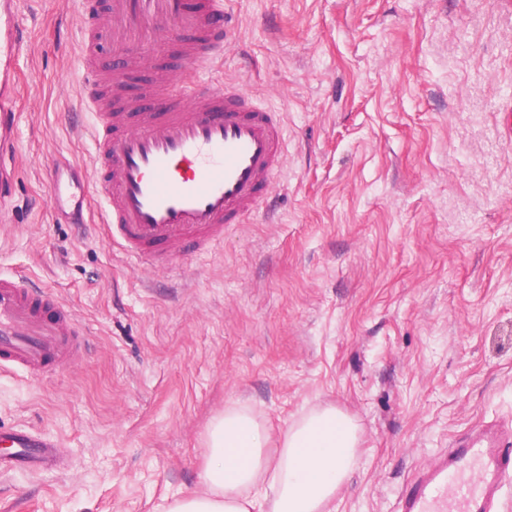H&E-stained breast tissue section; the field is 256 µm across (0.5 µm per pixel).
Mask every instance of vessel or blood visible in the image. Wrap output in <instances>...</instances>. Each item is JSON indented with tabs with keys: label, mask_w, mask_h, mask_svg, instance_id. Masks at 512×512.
Segmentation results:
<instances>
[{
	"label": "vessel or blood",
	"mask_w": 512,
	"mask_h": 512,
	"mask_svg": "<svg viewBox=\"0 0 512 512\" xmlns=\"http://www.w3.org/2000/svg\"><path fill=\"white\" fill-rule=\"evenodd\" d=\"M19 0H0V200L11 195L6 156L18 149L14 93L18 59L28 39ZM89 21L80 67L91 100L106 90L92 64L99 41L114 48L161 42L173 65L146 52L120 59L114 104L97 113L94 179L66 161L51 173L61 219L81 217L89 183L105 203L112 237L128 254L165 267L186 249L206 251L228 224L242 223L266 202L284 168L283 129L276 112L238 85L187 86L188 74L222 56L224 0H112L95 20L94 0H79ZM150 70L135 102L123 94L125 73ZM83 342L73 310L45 287L0 275V368L40 375L79 357ZM0 469L41 468L55 446L28 430L0 433ZM512 476V427L486 424L461 436L434 464L415 471L398 512H501L503 481Z\"/></svg>",
	"instance_id": "vessel-or-blood-1"
}]
</instances>
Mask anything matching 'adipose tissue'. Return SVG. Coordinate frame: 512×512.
I'll return each instance as SVG.
<instances>
[{"mask_svg":"<svg viewBox=\"0 0 512 512\" xmlns=\"http://www.w3.org/2000/svg\"><path fill=\"white\" fill-rule=\"evenodd\" d=\"M201 490L168 512H327L358 465L357 423L315 408L271 439L263 421L232 406L207 434Z\"/></svg>","mask_w":512,"mask_h":512,"instance_id":"obj_1","label":"adipose tissue"}]
</instances>
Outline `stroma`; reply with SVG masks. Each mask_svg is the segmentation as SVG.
<instances>
[{
	"mask_svg": "<svg viewBox=\"0 0 512 512\" xmlns=\"http://www.w3.org/2000/svg\"><path fill=\"white\" fill-rule=\"evenodd\" d=\"M202 82L279 112L269 206L159 269L113 246L90 188L58 222L56 160L90 163L78 0H20L19 173L0 274L52 288L80 358L0 369V431L58 440L0 471V512H165L200 486L235 404L278 433L343 409L359 463L329 512H397L410 474L479 423L512 422V0H224Z\"/></svg>",
	"mask_w": 512,
	"mask_h": 512,
	"instance_id": "35a3bbf8",
	"label": "stroma"
}]
</instances>
